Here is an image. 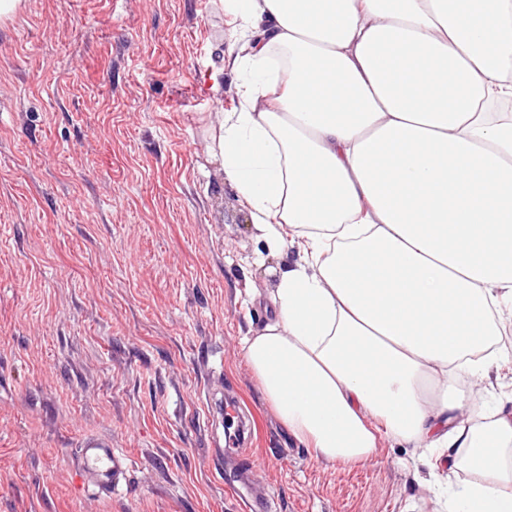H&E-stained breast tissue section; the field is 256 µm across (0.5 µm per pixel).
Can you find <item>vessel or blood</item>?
Instances as JSON below:
<instances>
[{"label": "vessel or blood", "instance_id": "obj_1", "mask_svg": "<svg viewBox=\"0 0 512 512\" xmlns=\"http://www.w3.org/2000/svg\"><path fill=\"white\" fill-rule=\"evenodd\" d=\"M77 466L86 486L108 494L126 482L131 460L113 449L111 439L87 435L78 444Z\"/></svg>", "mask_w": 512, "mask_h": 512}]
</instances>
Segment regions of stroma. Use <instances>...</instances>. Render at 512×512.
<instances>
[{"instance_id": "stroma-1", "label": "stroma", "mask_w": 512, "mask_h": 512, "mask_svg": "<svg viewBox=\"0 0 512 512\" xmlns=\"http://www.w3.org/2000/svg\"><path fill=\"white\" fill-rule=\"evenodd\" d=\"M220 0H27L0 22V512H243L207 396L253 419L275 512H432L410 449L330 466L247 366L278 260L210 150L238 78ZM132 460L82 491L80 437Z\"/></svg>"}]
</instances>
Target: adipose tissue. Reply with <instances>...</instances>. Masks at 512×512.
<instances>
[{
  "instance_id": "1",
  "label": "adipose tissue",
  "mask_w": 512,
  "mask_h": 512,
  "mask_svg": "<svg viewBox=\"0 0 512 512\" xmlns=\"http://www.w3.org/2000/svg\"><path fill=\"white\" fill-rule=\"evenodd\" d=\"M226 2L211 150L281 269L243 346L267 403L324 463L386 435L447 462L444 512H512V405L486 399L512 359V0Z\"/></svg>"
}]
</instances>
